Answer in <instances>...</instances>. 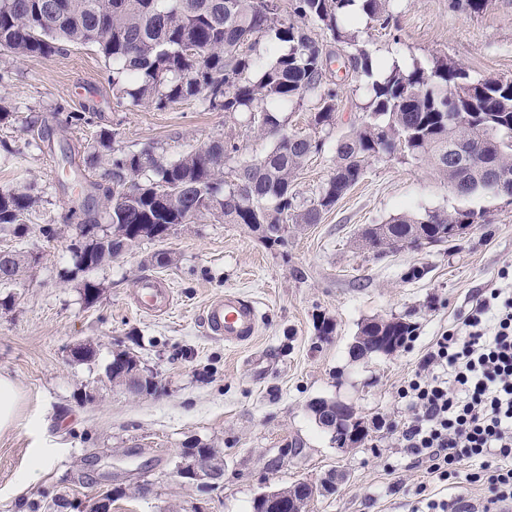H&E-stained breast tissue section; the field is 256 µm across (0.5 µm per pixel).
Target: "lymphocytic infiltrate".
Instances as JSON below:
<instances>
[{
  "mask_svg": "<svg viewBox=\"0 0 512 512\" xmlns=\"http://www.w3.org/2000/svg\"><path fill=\"white\" fill-rule=\"evenodd\" d=\"M412 409L396 426L412 454L439 480L466 459L489 457L486 512L512 506V297L494 288L475 296L460 326L435 338L398 389Z\"/></svg>",
  "mask_w": 512,
  "mask_h": 512,
  "instance_id": "obj_1",
  "label": "lymphocytic infiltrate"
}]
</instances>
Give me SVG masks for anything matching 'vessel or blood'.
I'll list each match as a JSON object with an SVG mask.
<instances>
[{
    "instance_id": "vessel-or-blood-1",
    "label": "vessel or blood",
    "mask_w": 512,
    "mask_h": 512,
    "mask_svg": "<svg viewBox=\"0 0 512 512\" xmlns=\"http://www.w3.org/2000/svg\"><path fill=\"white\" fill-rule=\"evenodd\" d=\"M171 302L172 290L167 282L158 278L141 280L136 297L139 311L163 312ZM204 321L213 336L222 338L225 344L231 346L251 343L260 329L257 306L232 291L209 302Z\"/></svg>"
}]
</instances>
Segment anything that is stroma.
<instances>
[{
  "instance_id": "1",
  "label": "stroma",
  "mask_w": 512,
  "mask_h": 512,
  "mask_svg": "<svg viewBox=\"0 0 512 512\" xmlns=\"http://www.w3.org/2000/svg\"><path fill=\"white\" fill-rule=\"evenodd\" d=\"M389 14L387 28L356 25L374 68L443 58L478 78L512 77V0H489L478 14L452 0H391ZM111 78L91 46L48 59L0 53V106L11 113L0 122V192L24 189L39 199L25 239L0 232V250L39 257L11 286L15 305L0 308V374L21 397L15 426L0 433V512H82L85 501L118 487L124 495L112 512H253L258 494L303 479L332 482L307 512H429V502L460 498L482 512L488 489L469 480L480 459L464 461L454 482L437 481L390 426L408 420L397 389L435 336L462 321L477 293L512 286V199L457 197L429 166L396 152L373 159L321 223L290 234L284 246L204 214L77 273L71 246L80 224L102 210L103 194L92 187L102 170L86 161L100 129H117L122 149L150 146L168 160L229 137L243 160L270 147L242 116L205 110L195 98L163 110L118 105ZM336 83L337 124L321 132L322 151L293 185L302 201L330 177L336 142L366 101L363 79L341 74ZM72 112L92 113L93 121L68 125ZM453 208L480 220L450 242L382 259L358 242L367 225ZM158 252L169 253V265L154 264ZM414 267L420 278L406 279ZM147 276L172 283L168 313L138 311L135 291ZM87 280L101 288L91 305L82 293ZM227 290L260 311L249 345H225L201 322L207 302ZM323 318L333 326L327 336L317 330ZM373 318H400L415 332L393 354L354 358L358 328ZM85 343L95 359L74 361L72 348ZM122 350L154 372V393L107 382L105 368ZM88 392L94 402H85ZM318 399L355 408L369 428L360 447L337 448L309 410ZM195 443L223 459L220 487L175 476V460ZM40 448L52 464L24 483Z\"/></svg>"
}]
</instances>
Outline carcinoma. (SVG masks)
I'll return each mask as SVG.
<instances>
[{
  "mask_svg": "<svg viewBox=\"0 0 512 512\" xmlns=\"http://www.w3.org/2000/svg\"><path fill=\"white\" fill-rule=\"evenodd\" d=\"M389 0H0V51L49 59L90 45L112 64V94L119 105L164 108L189 98L209 109L245 115L246 126L271 141L255 160L238 159L239 146L217 139L175 160L150 149L114 147L117 133L102 129L95 163L112 174L97 229L72 249L80 270L98 269L144 240L162 239L176 224L208 213L245 224L269 246L287 243L288 230L319 224L364 175L372 159L399 143L430 166L459 196L483 192L512 196V79H475L444 59L404 71L394 66L373 77L369 52L348 25L360 4L366 26L388 24ZM327 32L336 51L324 50ZM371 79L357 126L336 144L331 176L314 198L300 202L293 183L323 141L286 130L277 108L312 104L315 128L332 129L337 94L328 65ZM25 192H0V231L25 237L35 206ZM110 230L101 228V223ZM478 223L470 210L402 214L365 233L382 258L424 243L449 241L448 227ZM0 261V288L19 279L36 257L10 251ZM415 331L398 319L361 323L360 336Z\"/></svg>",
  "mask_w": 512,
  "mask_h": 512,
  "instance_id": "cac0c4a2",
  "label": "carcinoma"
}]
</instances>
